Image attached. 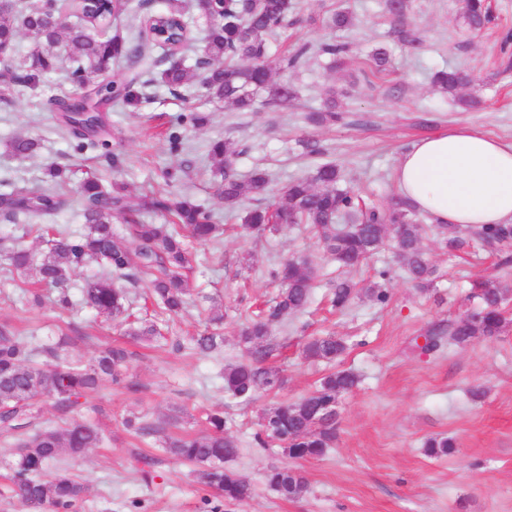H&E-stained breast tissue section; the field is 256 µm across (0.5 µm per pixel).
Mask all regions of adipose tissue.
<instances>
[{"instance_id":"1","label":"adipose tissue","mask_w":512,"mask_h":512,"mask_svg":"<svg viewBox=\"0 0 512 512\" xmlns=\"http://www.w3.org/2000/svg\"><path fill=\"white\" fill-rule=\"evenodd\" d=\"M401 195L439 226L512 222V143L466 126L413 141L396 166Z\"/></svg>"}]
</instances>
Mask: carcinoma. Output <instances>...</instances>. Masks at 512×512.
<instances>
[{"instance_id": "cac0c4a2", "label": "carcinoma", "mask_w": 512, "mask_h": 512, "mask_svg": "<svg viewBox=\"0 0 512 512\" xmlns=\"http://www.w3.org/2000/svg\"><path fill=\"white\" fill-rule=\"evenodd\" d=\"M161 14L171 20L179 35V47L188 43L185 13L179 0H168ZM193 8L207 23V34L196 55L194 71L209 101L224 103L239 111L254 104V95L268 92L267 104L286 108L297 97L290 85L271 84L272 67L259 66L257 60L268 58L269 44L297 14L298 0H194ZM129 9L128 0H36L24 13L13 10L0 13V49H14L21 34L31 40L28 55L5 77L13 86L37 88L42 74L56 69L59 53L72 62L70 75L81 85L97 84L109 74L112 65L126 60L132 65L149 59L152 35L134 41L115 26ZM76 20H71V17ZM464 20L469 30L478 33L490 22L489 8L482 0H466ZM395 37L409 51L418 55L423 40L411 30L399 26ZM189 75L180 63H172L158 72V81L176 93L187 84ZM442 92L458 97L473 107L474 99L459 92L467 84L464 73L439 70L432 77ZM96 94L103 101L134 103L138 94L133 83L121 85L112 93V84H97ZM96 114H86L66 124L70 136L83 150L94 147L92 130ZM18 160L33 157L40 141L17 136L7 144ZM245 153L243 144L232 138L217 140L209 146V156L224 174L220 197L224 208L234 211L240 203L267 193L268 174L256 168L245 178L234 172L235 161ZM48 175L54 186L42 188L15 187L0 194V214L14 220L20 214L31 218L51 215L62 209L60 193L71 180L73 171L52 165ZM341 170L333 163L318 165L311 176L291 181L282 201L274 205L257 204L240 215L250 233L263 235L282 224H309L316 230L323 247L343 268H353L375 255L386 238H391L409 279L418 288H427L437 278L422 247L424 225L420 213L401 197L395 196L387 206L367 204L350 190L341 189ZM78 193L85 201L83 218L86 229L77 234H53L47 240L48 252L42 257L17 244L5 247L9 265L17 271L33 267L36 283L56 287L54 303L62 308L72 306L66 291L70 276L90 264L99 265L105 275L85 281L81 288L83 304L107 321L126 318L128 296L114 280L136 283L149 278V290L163 312L179 314L187 302L186 281L182 270L192 257L187 251L183 233L204 243L216 237L217 222L213 215L190 196L173 199L152 193L132 200L118 189L107 190L95 175L84 177ZM146 211L171 217L170 224H147ZM123 221L124 233L115 231L112 218ZM476 241L488 252L506 255L512 248V230L506 224L481 228ZM280 283L275 304L268 311L248 321L241 332L249 344L246 360L224 369V390L242 403H249L261 392L281 386L276 371L265 366L272 355L266 345L270 326L305 309L310 302L315 272L308 264L287 261L273 271ZM330 303L346 308L356 294V283L338 277L331 284ZM512 295V287L497 280L481 279L471 285V297L477 300L472 313L430 331L426 348L438 347L441 335L448 333L459 346L478 337L496 338L505 333L512 321L505 317L504 307ZM193 350L209 355L221 347L223 337L206 332L192 338ZM65 340L31 347L15 336L13 328L0 326V431L18 436L11 463V482L29 512H70L84 495L85 486L68 470L57 467L64 457H83L102 441L98 426L74 421L63 429H36L40 403L49 401L59 414L75 412L88 398L109 383L131 393L139 384L129 375L133 353L122 346L108 345L90 364L69 360L64 355ZM347 350L346 342L336 336H315L303 348L306 358L331 364ZM358 383L349 370H333L325 374L315 390L295 403H279L266 409L261 417L256 443L267 448L274 444L292 459H315L323 456L336 443V399ZM207 430L195 436H171L162 439V451L180 462L202 467V484L224 495V499L247 501L252 494L248 480L224 467V462L237 455L238 444L228 435L224 416L207 415ZM127 428L141 435L159 434L163 428L140 421L125 420ZM433 456L450 453L455 448L451 438H430L424 443ZM267 485L281 496L292 499L308 490L305 477L288 468H272L265 473Z\"/></svg>"}]
</instances>
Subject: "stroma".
<instances>
[{
	"label": "stroma",
	"mask_w": 512,
	"mask_h": 512,
	"mask_svg": "<svg viewBox=\"0 0 512 512\" xmlns=\"http://www.w3.org/2000/svg\"><path fill=\"white\" fill-rule=\"evenodd\" d=\"M407 3L405 21L425 40L426 50L418 56L391 35L385 0H301L299 22L270 44L274 59L299 44L309 47L301 67L272 71L274 83L298 92L294 107L286 110L260 104L240 112L209 102L195 78L174 95L158 82L156 71H145L136 86L139 103L107 106L104 146L79 151L63 134L51 104L71 87L68 59L45 74L36 91L17 90L0 101V193L17 184L41 185L46 167L55 164L79 178L93 173L125 184L138 196L162 186L175 195L190 194L224 226L218 242L191 246V302L180 316L162 314L142 285L131 286L134 314L157 324L167 337L163 344L124 337L117 323L78 305L67 312L49 301L27 305L23 291L32 288L33 272H17L0 259V325L39 344L70 337V357L85 363L120 341L137 354L130 375L139 392L108 385L73 414L98 425L104 436L85 457L66 463L87 486L73 512H512V327L464 347L445 339L437 350L423 348L431 327L471 312L472 280L512 285V260L476 242L452 251L440 235L428 232L424 245L439 276L433 288L423 291L407 281L388 241L349 274L363 287L387 271L388 302L379 304L360 293L348 309L333 310L327 289L337 265L310 229L288 224L259 238L250 234L225 212L217 194L221 176L208 155L210 143L218 139L245 144L237 173L244 178L253 168L265 169L269 203L281 200L290 181L309 176L321 161L341 168L342 187L384 205L397 189L398 159L416 139L471 126L511 142L512 48L503 49L502 37L512 30V0H491L493 19L479 36L464 24L465 0ZM345 8L354 15L353 26L330 27L327 16ZM327 41L349 43L351 51L330 64L320 51ZM380 47L390 54L389 70L382 75L369 66ZM446 66L470 74L463 92L477 99V107L463 108L432 85V70ZM331 96L344 122L309 123L308 113L324 108ZM193 111L209 114V123L197 128L184 122ZM169 130L182 139L179 152L170 150ZM20 135L40 140L35 157L19 161L6 153L7 141ZM305 137L320 141V159L302 155L297 142ZM292 257L306 258L316 277L309 306L274 323L267 339L273 354L266 365L284 384L258 394L252 403L240 402L225 392L220 373L247 356L240 330L257 308L273 303L278 285L271 273ZM214 305L224 315V344L212 354H194L190 338L209 326ZM314 336L342 337L349 348L331 366L309 361L303 346ZM333 368L359 378L336 402L334 447L309 460L288 458L278 447H256L253 437L264 410L298 401ZM476 387L484 392L477 401L471 398ZM210 412L223 414L238 443L237 455L225 467L250 481L253 493L246 502L228 501L204 488L197 467L161 451V435L141 436L124 425L135 414L166 432L196 435L205 431ZM430 437L452 438L456 448L428 455L424 442ZM273 466L299 471L308 482L307 493L280 497L264 479Z\"/></svg>",
	"instance_id": "obj_1"
}]
</instances>
